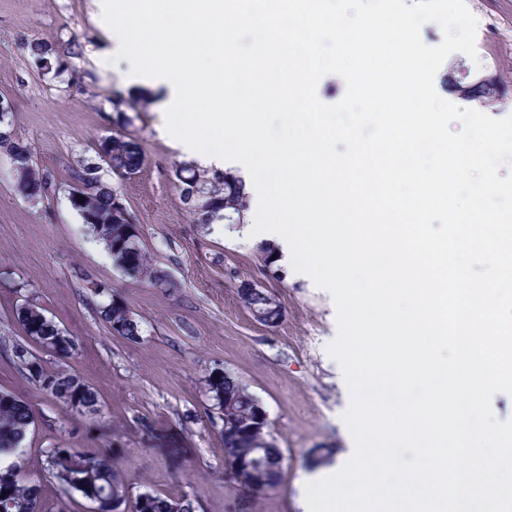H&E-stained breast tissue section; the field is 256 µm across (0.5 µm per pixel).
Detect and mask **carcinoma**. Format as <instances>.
Instances as JSON below:
<instances>
[{
  "mask_svg": "<svg viewBox=\"0 0 512 512\" xmlns=\"http://www.w3.org/2000/svg\"><path fill=\"white\" fill-rule=\"evenodd\" d=\"M30 55L37 63L61 55L53 43L37 41L29 44ZM102 153L108 159L109 172L119 176L127 172L141 170L145 155L140 143L130 135L114 133L98 139ZM17 191L29 200H42L49 195L53 186L50 173L39 169L34 161L18 163L13 167ZM179 180L183 187L197 186L200 196L193 203V214L202 224L224 221L226 224H241L247 211V195L243 180L228 173H214L207 179L194 169L185 166L179 170ZM120 196L114 194L112 184L102 179L93 191L83 197V201H70L73 211L79 216L92 234L106 247L113 265L122 268L123 247L128 240L140 237V233L130 234V229L138 228L132 218L113 219V208ZM137 264L145 266L147 279L157 287L167 285L163 271L152 267L143 246H138L135 254ZM238 294L243 305L248 308L264 306L266 292L259 288H240ZM99 315L107 329L114 335L129 340L141 336L138 322L131 318L124 299L111 294L99 307ZM16 322L27 336H41L50 349V356L59 361L71 358L79 339L70 336V343H54L59 333V325L49 319L44 310L36 304L26 306L23 315H15ZM39 372L49 380V388L43 393L65 406L79 405L86 410L99 412L96 391L83 378L64 368L51 370L39 353H34ZM206 392L213 406L224 414V425L239 427V438L224 440V466L251 465L247 474V488L262 493L277 486L280 478L281 452L277 448H266L263 442L268 439L266 430H254L255 418L260 403L245 385L227 373L219 377H208ZM33 425V410L25 400L6 392H0V512H26L27 505L44 496L43 486L24 480L19 475L17 458L23 454L22 442ZM47 474L59 485L64 486L74 480L79 481L77 492L95 503L99 500L112 501V512H120L122 506L128 512H195L192 500L173 498L154 492H142L132 498L123 482L117 461L106 453L88 456L76 448L67 452L50 449L46 455Z\"/></svg>",
  "mask_w": 512,
  "mask_h": 512,
  "instance_id": "cac0c4a2",
  "label": "carcinoma"
}]
</instances>
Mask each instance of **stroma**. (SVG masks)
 <instances>
[{
    "instance_id": "stroma-1",
    "label": "stroma",
    "mask_w": 512,
    "mask_h": 512,
    "mask_svg": "<svg viewBox=\"0 0 512 512\" xmlns=\"http://www.w3.org/2000/svg\"><path fill=\"white\" fill-rule=\"evenodd\" d=\"M478 20L476 57L456 52L435 76L443 99L481 109L479 100L448 91L445 80L493 73L512 115V0H466ZM109 27L102 0H0V100L9 102L12 133L27 142L53 177L48 198L30 201L16 190L9 158L0 153V392L26 400L35 422L20 460L23 476L43 483V512H87L78 493L48 483L45 453L108 448L133 492L189 497L196 512H308L305 485L329 476L353 456L341 415L350 394L328 344L338 326L331 294L310 276L266 263L262 244L241 224L195 223L176 171L188 158L180 140L160 126L155 103L126 122L112 101L129 97L125 61L104 67ZM68 71L44 72L27 46L49 41L67 51ZM126 132L140 142L145 164L131 179L113 180L141 230L143 244L171 285L132 280L112 263L68 202L69 170L98 163L96 138ZM251 282L282 304L279 323L257 322L237 289ZM129 306L142 327L138 340L112 335L98 308L105 289ZM31 302L60 328L79 336L66 366L96 390L100 411L79 415L52 402L9 363L24 339L16 308ZM233 373L267 413V431L282 452L281 481L263 494L236 488L224 468L222 422L209 409L205 379Z\"/></svg>"
}]
</instances>
